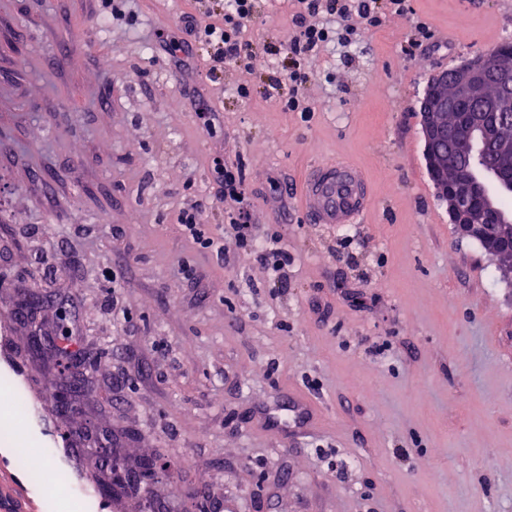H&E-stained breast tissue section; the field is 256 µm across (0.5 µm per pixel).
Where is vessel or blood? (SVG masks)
I'll use <instances>...</instances> for the list:
<instances>
[{
    "label": "vessel or blood",
    "mask_w": 512,
    "mask_h": 512,
    "mask_svg": "<svg viewBox=\"0 0 512 512\" xmlns=\"http://www.w3.org/2000/svg\"><path fill=\"white\" fill-rule=\"evenodd\" d=\"M303 209L316 224H354L364 216L370 195L363 173L345 162L312 164L302 190Z\"/></svg>",
    "instance_id": "obj_1"
}]
</instances>
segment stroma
Instances as JSON below:
<instances>
[{
	"mask_svg": "<svg viewBox=\"0 0 512 512\" xmlns=\"http://www.w3.org/2000/svg\"><path fill=\"white\" fill-rule=\"evenodd\" d=\"M406 5L356 47L308 57L301 114L265 91L267 45L293 35L287 0H257L245 65L215 82L200 47L181 77L164 48L207 22L198 0H0V392L24 402L0 422V458L33 512H123L86 478L94 460L51 439L86 447L89 418L137 455L192 458L156 488L174 512L190 487L235 512H512V282L456 234L418 115L438 72L512 39V0ZM420 22L431 48L412 54ZM87 35L94 47L71 49ZM216 158L243 164V200L223 198ZM333 160L370 186L361 223L315 224L299 205L303 171ZM201 199L216 250L179 231ZM242 209L259 241L281 232L279 276L238 251ZM28 289L46 330L101 359L66 419L57 364L11 318ZM292 397L313 407L307 429L286 419ZM7 432L68 471L58 506Z\"/></svg>",
	"mask_w": 512,
	"mask_h": 512,
	"instance_id": "obj_1",
	"label": "stroma"
}]
</instances>
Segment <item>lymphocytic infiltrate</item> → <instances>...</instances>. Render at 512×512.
Returning <instances> with one entry per match:
<instances>
[{
    "instance_id": "1",
    "label": "lymphocytic infiltrate",
    "mask_w": 512,
    "mask_h": 512,
    "mask_svg": "<svg viewBox=\"0 0 512 512\" xmlns=\"http://www.w3.org/2000/svg\"><path fill=\"white\" fill-rule=\"evenodd\" d=\"M215 17L202 25H190L194 42L208 51L210 80H218L225 63L243 64L250 44L244 37L246 22L254 17V0H213ZM403 11L405 0H295L292 21L295 32L288 43H272L270 55L288 61L287 69L273 71L268 86L287 87L281 101L286 112H306L310 106L304 95L310 74L304 63L308 57L329 44L351 47L364 35L383 25L382 10Z\"/></svg>"
}]
</instances>
